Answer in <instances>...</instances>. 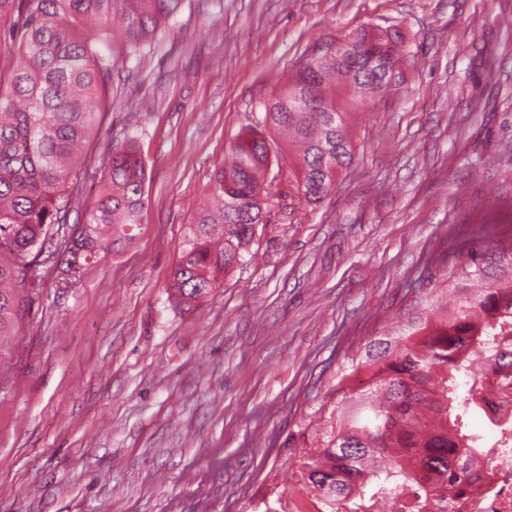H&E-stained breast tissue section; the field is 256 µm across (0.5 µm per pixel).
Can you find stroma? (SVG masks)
<instances>
[{"mask_svg":"<svg viewBox=\"0 0 512 512\" xmlns=\"http://www.w3.org/2000/svg\"><path fill=\"white\" fill-rule=\"evenodd\" d=\"M512 0H185L112 68L82 163L134 139L147 211L71 288L45 274L0 352V512H264L306 498L283 442L350 357L396 334L440 257L512 235ZM399 28L404 82L356 105L321 202L278 135L265 222L191 310L168 284L235 138L315 46Z\"/></svg>","mask_w":512,"mask_h":512,"instance_id":"stroma-1","label":"stroma"}]
</instances>
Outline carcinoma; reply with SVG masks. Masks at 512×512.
Listing matches in <instances>:
<instances>
[{"label":"carcinoma","mask_w":512,"mask_h":512,"mask_svg":"<svg viewBox=\"0 0 512 512\" xmlns=\"http://www.w3.org/2000/svg\"><path fill=\"white\" fill-rule=\"evenodd\" d=\"M185 0H0V28L12 32L11 61L0 71V350L21 312L20 293L39 283L34 260L59 254V288H69L107 248L131 243L141 223L145 167L133 140L112 151L86 223L69 225L80 147L96 132L108 103L112 63L146 57ZM369 44L358 62L323 65L324 44L302 57L289 82L263 103L261 124L239 135L213 180L218 204L200 205L170 283L189 308L223 287L228 265L244 258L264 224L263 173L268 132L286 134L296 189L318 203L354 160L349 113L338 92L375 97L371 55L384 53L401 78L404 36L393 44L363 28ZM485 224L446 264L455 299L435 298L406 320L398 336L371 341L336 386L312 407L284 444L317 512H448V501L479 480L469 467L472 434L459 411L481 409L482 382L472 365L512 372V242ZM33 260H28L29 256ZM369 383L356 388L352 377Z\"/></svg>","instance_id":"obj_1"}]
</instances>
